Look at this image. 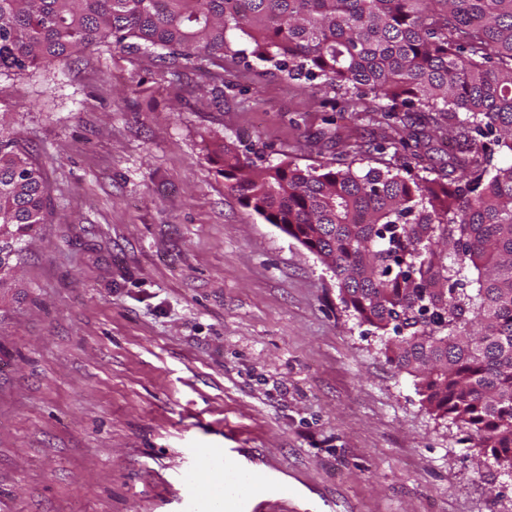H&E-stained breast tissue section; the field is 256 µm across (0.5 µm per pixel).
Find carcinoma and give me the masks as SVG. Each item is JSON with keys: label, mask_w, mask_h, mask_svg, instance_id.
<instances>
[{"label": "carcinoma", "mask_w": 512, "mask_h": 512, "mask_svg": "<svg viewBox=\"0 0 512 512\" xmlns=\"http://www.w3.org/2000/svg\"><path fill=\"white\" fill-rule=\"evenodd\" d=\"M193 66L251 54L344 91L390 159L264 168L219 147L224 187L315 254L386 362L512 469V0H0V70L61 63L106 39ZM418 114L422 130L400 125ZM448 137L429 177L425 139ZM419 170L410 174V164ZM47 208L39 169L0 114V243L13 274ZM448 138H442L434 141L432 147L435 149L430 153L429 166L434 167L435 171L428 174L431 178L436 177L438 174L442 175L448 171V166L444 163L448 161V150L451 149Z\"/></svg>", "instance_id": "carcinoma-1"}]
</instances>
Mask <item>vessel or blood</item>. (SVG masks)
I'll return each mask as SVG.
<instances>
[{"mask_svg":"<svg viewBox=\"0 0 512 512\" xmlns=\"http://www.w3.org/2000/svg\"><path fill=\"white\" fill-rule=\"evenodd\" d=\"M194 466L207 471L223 468L224 481L219 484L207 478L197 483L189 477H182L181 484L186 490L183 498L186 512H202L203 508L208 507L212 496L220 491L236 505V512H256L261 503L269 500L285 504L295 495L294 488L288 482L269 479L256 468L242 466L233 458L224 459L211 451L195 450Z\"/></svg>","mask_w":512,"mask_h":512,"instance_id":"vessel-or-blood-1","label":"vessel or blood"}]
</instances>
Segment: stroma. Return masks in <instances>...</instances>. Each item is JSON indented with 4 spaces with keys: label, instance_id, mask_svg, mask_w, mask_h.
<instances>
[{
    "label": "stroma",
    "instance_id": "stroma-1",
    "mask_svg": "<svg viewBox=\"0 0 512 512\" xmlns=\"http://www.w3.org/2000/svg\"><path fill=\"white\" fill-rule=\"evenodd\" d=\"M341 105L109 43L0 73L48 197L0 297V512H181L196 448L288 479V512H512V476L386 363L326 266L224 187V143L305 167L372 141Z\"/></svg>",
    "mask_w": 512,
    "mask_h": 512
}]
</instances>
